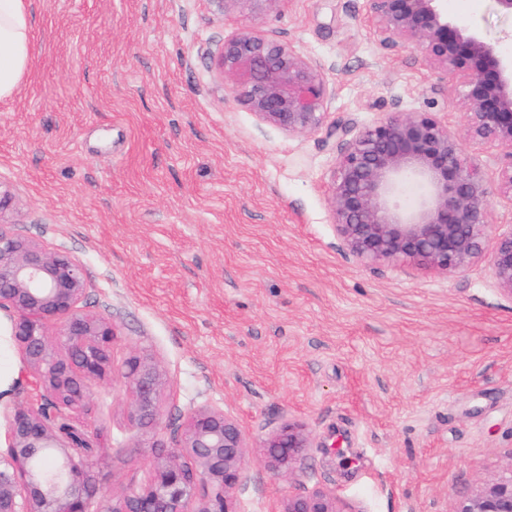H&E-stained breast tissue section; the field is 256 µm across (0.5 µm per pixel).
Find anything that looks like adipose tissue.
I'll use <instances>...</instances> for the list:
<instances>
[{"mask_svg": "<svg viewBox=\"0 0 512 512\" xmlns=\"http://www.w3.org/2000/svg\"><path fill=\"white\" fill-rule=\"evenodd\" d=\"M27 0H0V98L12 96L31 63Z\"/></svg>", "mask_w": 512, "mask_h": 512, "instance_id": "1", "label": "adipose tissue"}]
</instances>
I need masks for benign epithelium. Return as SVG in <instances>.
Masks as SVG:
<instances>
[{
    "mask_svg": "<svg viewBox=\"0 0 512 512\" xmlns=\"http://www.w3.org/2000/svg\"><path fill=\"white\" fill-rule=\"evenodd\" d=\"M442 0H371L383 40L421 51L426 62L461 87L465 136L507 149L500 189L512 196V55L481 32L450 20ZM256 118L289 134L319 129L326 84L317 68L289 45L244 28L213 58ZM342 141L329 188L336 234L361 265L411 264L445 275L487 260L498 289L512 296V230L487 223L491 193L479 167L463 156L461 139L431 112L386 117ZM425 190L414 205L396 196L408 182ZM84 272L73 258L52 253L0 225V310L10 313L18 345L40 396L77 410L90 386L113 374L112 323L81 308ZM61 319L53 334L48 324ZM130 417L142 429L161 428L166 376L140 356L126 362ZM7 453L0 456V512H91L98 486L83 460V442L30 404L3 411ZM309 439L288 423L263 443L268 467L288 476ZM247 445L234 418L219 408L188 413L177 446L155 450L152 475L96 512H239L232 496L245 475ZM273 512H341L336 496L318 489L290 495ZM450 512H512L508 475L459 495Z\"/></svg>",
    "mask_w": 512,
    "mask_h": 512,
    "instance_id": "obj_1",
    "label": "benign epithelium"
}]
</instances>
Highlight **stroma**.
Instances as JSON below:
<instances>
[{
	"mask_svg": "<svg viewBox=\"0 0 512 512\" xmlns=\"http://www.w3.org/2000/svg\"><path fill=\"white\" fill-rule=\"evenodd\" d=\"M32 61L0 100V222L85 273L81 303L112 322L115 373L72 417L90 437L105 499L144 485L153 451L129 417V357L166 375L159 444L215 407L248 444L239 512H273L318 488L341 512H449L456 494L512 470V296L487 261L444 276L358 264L336 234L328 191L340 142L395 113L431 112L460 133L446 76L385 44L370 0H29ZM448 16L512 53L495 0H447ZM252 25L311 61L327 86L319 130L261 123L217 79L212 58ZM512 229L503 150L463 142ZM0 311V397L35 400ZM309 435L287 477L263 440Z\"/></svg>",
	"mask_w": 512,
	"mask_h": 512,
	"instance_id": "35a3bbf8",
	"label": "stroma"
}]
</instances>
